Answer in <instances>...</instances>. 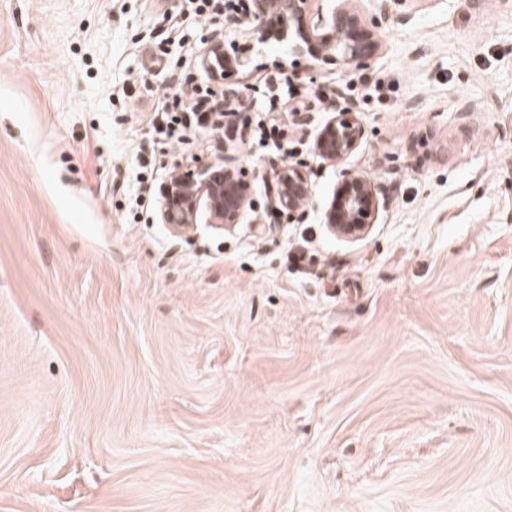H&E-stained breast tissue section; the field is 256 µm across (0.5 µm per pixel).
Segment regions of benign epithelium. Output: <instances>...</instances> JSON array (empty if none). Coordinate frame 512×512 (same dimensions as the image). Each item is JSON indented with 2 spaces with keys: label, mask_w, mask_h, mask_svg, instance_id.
<instances>
[{
  "label": "benign epithelium",
  "mask_w": 512,
  "mask_h": 512,
  "mask_svg": "<svg viewBox=\"0 0 512 512\" xmlns=\"http://www.w3.org/2000/svg\"><path fill=\"white\" fill-rule=\"evenodd\" d=\"M242 16L229 14L225 21L239 25L259 43L285 36L298 40L297 50L316 63L339 64L344 68L365 67L382 48L379 37L387 16L386 0L361 8L359 0H319L310 12L312 0H247ZM243 65L224 55L220 40L212 43L203 66L216 79ZM334 116L314 139L319 159L341 165L361 142L364 130L357 116V104L336 91ZM161 223L174 231H185L204 222L231 231L241 223L252 206L251 183L236 158L219 156L195 167L176 170L160 188ZM310 199V181L303 162H287L268 185L267 207L280 219L291 223L304 218ZM386 198L376 183L356 172L344 173L332 200L322 215V223L337 238L347 242L364 239L375 223Z\"/></svg>",
  "instance_id": "obj_1"
}]
</instances>
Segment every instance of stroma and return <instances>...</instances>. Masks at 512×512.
I'll list each match as a JSON object with an SVG mask.
<instances>
[{
  "mask_svg": "<svg viewBox=\"0 0 512 512\" xmlns=\"http://www.w3.org/2000/svg\"><path fill=\"white\" fill-rule=\"evenodd\" d=\"M380 37L314 82L184 0H0V512H512V0H389ZM213 38L246 68L200 71ZM282 77L307 107L288 151L240 144L248 223L159 218L235 126L159 146L131 204L182 79L251 119ZM349 85L379 96L332 166ZM288 155L298 224L265 209ZM346 169L388 197L356 243L320 220ZM334 116L319 130L314 139L316 157L332 165H341L361 142L364 130L357 116V104L340 90L332 103Z\"/></svg>",
  "mask_w": 512,
  "mask_h": 512,
  "instance_id": "obj_1",
  "label": "stroma"
}]
</instances>
